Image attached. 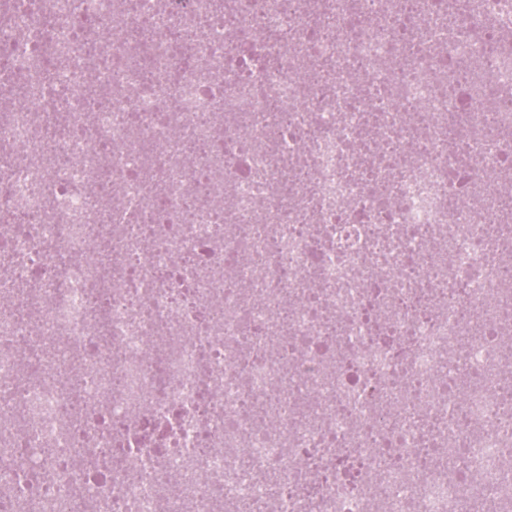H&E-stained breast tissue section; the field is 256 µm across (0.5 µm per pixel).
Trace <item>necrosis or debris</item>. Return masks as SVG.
<instances>
[{
	"mask_svg": "<svg viewBox=\"0 0 512 512\" xmlns=\"http://www.w3.org/2000/svg\"><path fill=\"white\" fill-rule=\"evenodd\" d=\"M10 3L0 506L512 489V0Z\"/></svg>",
	"mask_w": 512,
	"mask_h": 512,
	"instance_id": "obj_1",
	"label": "necrosis or debris"
}]
</instances>
